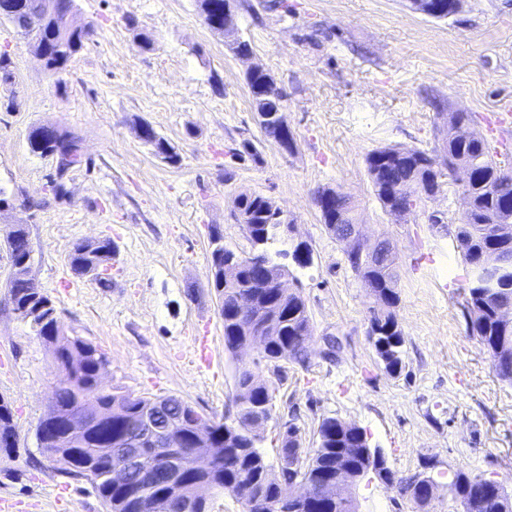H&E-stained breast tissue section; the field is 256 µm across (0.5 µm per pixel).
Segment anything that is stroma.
<instances>
[{
  "mask_svg": "<svg viewBox=\"0 0 512 512\" xmlns=\"http://www.w3.org/2000/svg\"><path fill=\"white\" fill-rule=\"evenodd\" d=\"M294 10L246 0L239 34L210 30L197 0H76L95 37L51 77L13 27L0 21V187L29 198L0 213V398L13 411L17 444L0 448V500L19 512H105L92 485L44 454L36 430L65 378L52 349L14 313L6 241L24 225L32 277L55 302L65 335L97 346L109 365L106 390L175 396L206 415L224 414L235 373L249 367L275 389L259 429L278 462L279 437L296 422L304 447L326 417L366 429L400 474L481 472L512 489V386L501 382L463 318L466 266L454 226L463 205L449 187L399 219L376 201L366 154L385 145L442 150L443 112L473 115L491 146L512 152V0H465L435 20L405 0H291ZM154 46L140 48L139 34ZM257 64L287 94L294 154L267 142L251 109L246 71ZM147 123L179 163L154 154L135 126ZM53 124L77 140L84 162L57 175L53 158L30 153L32 128ZM257 156L242 154L245 143ZM61 179L66 193L52 190ZM320 186L351 195L360 229L397 249L395 307L405 365L391 377L368 340L381 303L347 264L312 200ZM271 198L309 244V266L289 265L312 316L306 365H273L257 349H224V320L210 284V232L251 249L231 218L242 191ZM437 223H430V216ZM112 239L107 282L74 273V243ZM359 512H460L440 490L425 508L379 480L355 490Z\"/></svg>",
  "mask_w": 512,
  "mask_h": 512,
  "instance_id": "stroma-1",
  "label": "stroma"
}]
</instances>
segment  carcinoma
<instances>
[{
    "label": "carcinoma",
    "mask_w": 512,
    "mask_h": 512,
    "mask_svg": "<svg viewBox=\"0 0 512 512\" xmlns=\"http://www.w3.org/2000/svg\"><path fill=\"white\" fill-rule=\"evenodd\" d=\"M34 0H13L16 18L12 21L15 32L23 38L37 36L48 50V73H62L71 59L91 40L96 30L91 24L81 31L61 28L59 19L42 18L29 14V5ZM234 0H199L200 10L207 12L208 19H217L222 24L238 28V16ZM407 7L434 19H448L455 14L456 0H407ZM264 70L251 74L248 88L253 112H285V94L267 82ZM451 121L467 128L462 136L446 132L444 155L449 165L470 171V211L455 225L454 235L460 241L459 252L465 263L475 266L484 252L494 248L512 258V223L505 220L512 214V166L503 165L497 153L485 137L473 127V119L466 112H454ZM260 129L265 138L276 145L294 138L291 128L281 122H261ZM45 126L33 128L27 138L31 153L46 157L58 148L68 149L71 167L82 164L81 153L74 137L56 130L53 137L44 136ZM145 141L156 155L170 163L180 161L179 155L169 142L158 136L152 128L146 129ZM435 156L419 148L386 145L369 151L365 157L368 178L373 193L384 211L402 209L415 212L428 199L443 191L453 179H445L433 170ZM239 214L246 220L243 229L256 246L255 253H246L243 265L236 277L224 278V259L211 258V286L219 300L224 318V348L237 352L240 345L252 340L253 324L264 322L274 316L278 324L277 335L268 337L269 345L264 358L270 362L291 360L303 363L308 356L307 345L312 334L311 316L306 301L298 289H288L284 295L274 286V281L287 274L277 262L284 251L276 248L282 242L280 208L268 197L250 191L237 195ZM313 203L321 214L326 229L334 235L351 230L357 224L356 206L350 197L339 188L322 186L313 193ZM15 275L8 288L18 308L31 312L40 307L41 312L33 319V331L53 349L55 361L66 363L76 342L61 333L56 307L52 299L40 288L29 286L30 251L26 230H18L16 240L8 246ZM115 247L111 239H103L92 247L84 242L75 244L70 252V266L80 274L105 267L112 263ZM352 271L365 283L374 285L378 299L384 309L371 316V321L384 329L396 327L392 333L396 346L389 353L385 366L390 374H401L405 368L403 359L404 336L397 329L398 323L393 308L399 301L396 291L398 277L395 267H390L378 257L348 255ZM470 303L465 306L464 317L468 330L489 355L491 368L500 381L512 385V322L502 320L500 310L512 311V268L502 272L495 288L469 289ZM87 355L79 370L70 375L69 384L55 390L52 405L61 414L69 413L78 400L93 393L94 381L103 353L88 343ZM97 402L107 413L97 431L95 445L100 450L109 447L113 438L128 433L138 422L142 412L175 415V408L157 397L133 396L118 392H101L95 395ZM233 405L236 409L235 426L224 430L223 420H217L215 437L211 448L216 463L210 475L215 490L234 493L242 484L255 490L252 500L244 503V512H266V503L284 494L292 493L293 487L319 478L324 470L335 463L337 450L347 444L365 450V455L351 460L357 470H372L376 461L384 457L379 448L368 446L363 438L364 430L352 425L342 427L335 417H326L318 429L317 446H302L299 429L288 426L281 435L279 457L285 462L297 457L293 469L274 466L266 461L259 450L261 441L256 432V418L260 414L272 415L274 410V387L259 379L246 367L238 369L235 381ZM63 431H47L39 439V446L51 456L60 457L66 473L74 477H87V452L83 448H62L56 444ZM112 457L103 454L97 472L90 481L103 500L107 512H147L142 497L133 487H117L109 477ZM183 488L184 495L192 504L190 512H206V501L194 496L195 475ZM453 498L460 503L462 512H492L481 503L499 499L504 505L512 504V492L500 482L483 473L458 472L448 486ZM324 499L314 502H288V512H335L323 505Z\"/></svg>",
    "instance_id": "cac0c4a2"
}]
</instances>
